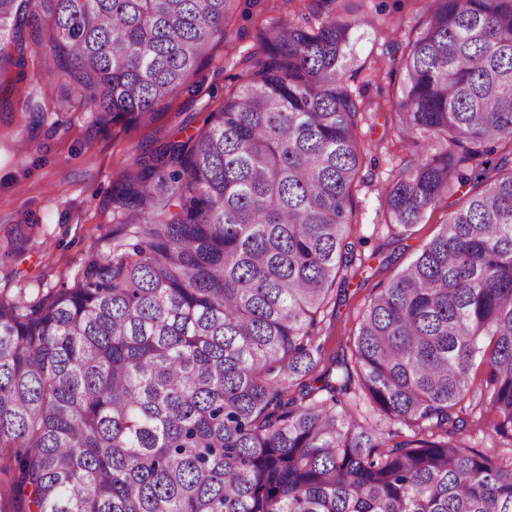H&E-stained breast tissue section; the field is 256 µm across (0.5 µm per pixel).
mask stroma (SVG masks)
Segmentation results:
<instances>
[{
    "mask_svg": "<svg viewBox=\"0 0 512 512\" xmlns=\"http://www.w3.org/2000/svg\"><path fill=\"white\" fill-rule=\"evenodd\" d=\"M346 5L370 21L355 44L358 71L349 81L369 104L360 130L367 147L362 180L351 203L352 238L364 262L347 288L334 291L320 316L330 353L348 351L370 300L464 200L459 191L448 195L409 239L393 240L378 195L405 156L392 126L402 79L393 49L414 36L422 3L346 0ZM334 10L331 0H231L223 36L213 41L182 91L160 102L147 123H115L95 112L69 75L51 69L43 35L26 33L25 67L9 71L0 87V297L33 302L73 283L85 252L119 222L106 200L138 151L191 135L210 113L221 111L269 21L290 15L316 24ZM464 407L467 424L459 439L500 462L511 460L512 446L495 436L484 407L472 400Z\"/></svg>",
    "mask_w": 512,
    "mask_h": 512,
    "instance_id": "35a3bbf8",
    "label": "stroma"
}]
</instances>
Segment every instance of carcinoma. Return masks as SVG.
<instances>
[{
  "mask_svg": "<svg viewBox=\"0 0 512 512\" xmlns=\"http://www.w3.org/2000/svg\"><path fill=\"white\" fill-rule=\"evenodd\" d=\"M334 2L316 25L263 27L223 109L123 171L121 223L73 284L0 298V450L32 512H512V465L454 438L477 362L512 441V0H424L398 56L411 157L381 190L384 223L407 239L475 192L371 299L350 357L327 359L317 315L362 261L366 156L348 80L368 20ZM229 4L0 0V74L43 27L89 105L145 119Z\"/></svg>",
  "mask_w": 512,
  "mask_h": 512,
  "instance_id": "carcinoma-1",
  "label": "carcinoma"
}]
</instances>
